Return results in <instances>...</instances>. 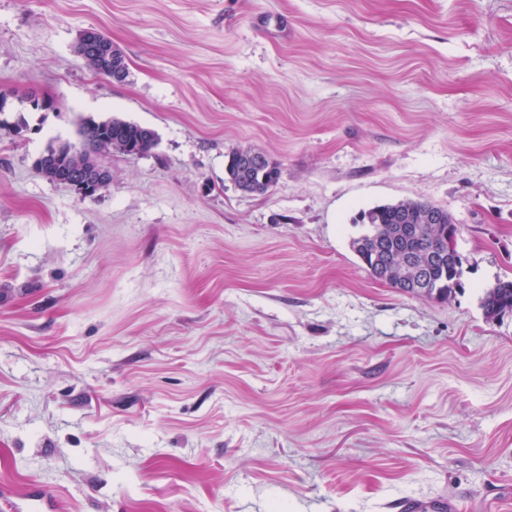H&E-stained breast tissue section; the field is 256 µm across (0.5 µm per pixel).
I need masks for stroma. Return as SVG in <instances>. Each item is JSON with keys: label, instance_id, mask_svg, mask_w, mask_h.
I'll list each match as a JSON object with an SVG mask.
<instances>
[{"label": "stroma", "instance_id": "35a3bbf8", "mask_svg": "<svg viewBox=\"0 0 512 512\" xmlns=\"http://www.w3.org/2000/svg\"><path fill=\"white\" fill-rule=\"evenodd\" d=\"M88 28L127 81L86 67ZM0 92V486L60 512H512V314L479 302L512 279V0H0ZM111 116L158 142L107 187L36 170ZM242 146L278 162L267 192L227 179ZM406 198L459 227L448 299L352 248ZM82 40L85 45L94 48L99 61L102 59L106 61V64L102 63L101 66L106 74L112 75V77L107 75L110 79L116 81L123 78L125 57L105 36L95 29H87L82 34Z\"/></svg>", "mask_w": 512, "mask_h": 512}]
</instances>
